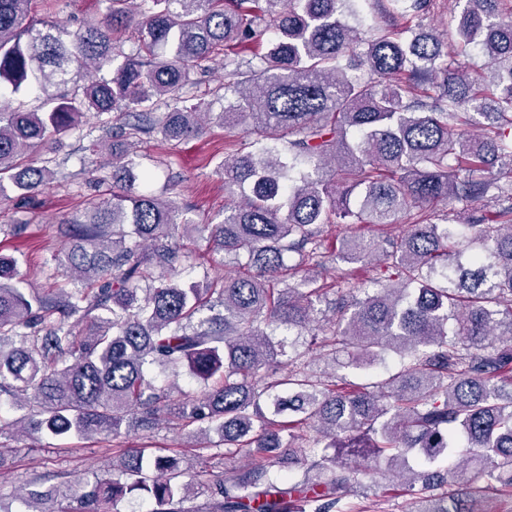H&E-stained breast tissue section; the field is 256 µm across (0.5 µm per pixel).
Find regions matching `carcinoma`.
<instances>
[{
    "instance_id": "cac0c4a2",
    "label": "carcinoma",
    "mask_w": 512,
    "mask_h": 512,
    "mask_svg": "<svg viewBox=\"0 0 512 512\" xmlns=\"http://www.w3.org/2000/svg\"><path fill=\"white\" fill-rule=\"evenodd\" d=\"M77 26L34 20L31 0H0V190L28 197L58 178L56 136L96 118V178L111 197L61 225L70 241L47 268L62 288L16 287L0 255V397L18 424L56 439L151 431L162 414L197 428L171 455L113 449L112 480L30 512H102L130 495L148 512H343L354 475L395 474L411 512H498L512 503V12L464 3L454 40L474 70L422 31L430 0H376L367 35L358 0H103ZM137 21L139 50H116ZM267 40L257 62L238 48ZM224 66V111L181 104L192 76ZM24 90L36 109L8 102ZM165 106L159 112L157 107ZM248 141L217 167L230 196L218 224L140 192L130 158L143 137L170 145L206 123ZM283 142L284 159L277 143ZM41 159L23 162L32 151ZM438 202L481 209L439 213ZM332 224H402L380 242L349 233L339 258L376 274L357 295L311 262ZM196 234L246 268L189 283L177 238ZM323 323L322 340L312 327ZM287 334L276 337L278 329ZM367 370L392 352L403 369L347 391L306 355ZM204 385L168 404L179 370ZM219 436L243 464L207 478L196 451ZM284 472L271 479L269 468Z\"/></svg>"
}]
</instances>
